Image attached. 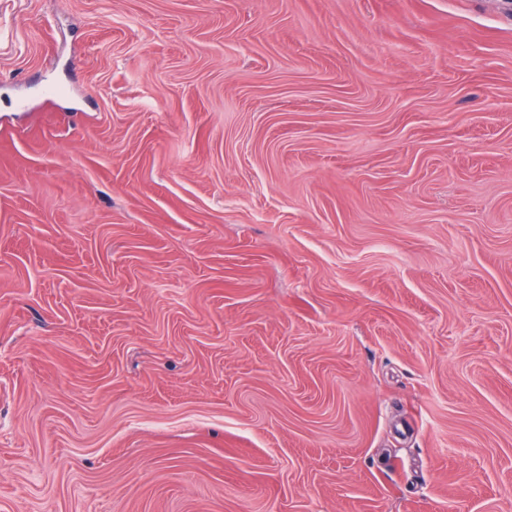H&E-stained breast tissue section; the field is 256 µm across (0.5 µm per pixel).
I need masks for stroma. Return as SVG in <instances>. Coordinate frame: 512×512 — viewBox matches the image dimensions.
I'll list each match as a JSON object with an SVG mask.
<instances>
[{"label":"stroma","instance_id":"35a3bbf8","mask_svg":"<svg viewBox=\"0 0 512 512\" xmlns=\"http://www.w3.org/2000/svg\"><path fill=\"white\" fill-rule=\"evenodd\" d=\"M0 512H512V0H0Z\"/></svg>","mask_w":512,"mask_h":512}]
</instances>
